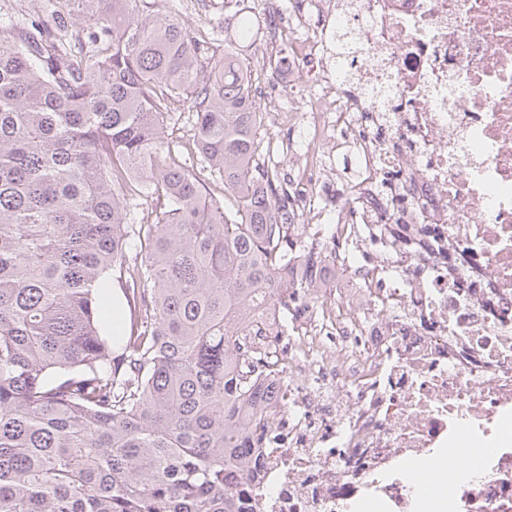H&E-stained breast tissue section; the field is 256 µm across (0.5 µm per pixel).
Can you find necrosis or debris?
Returning a JSON list of instances; mask_svg holds the SVG:
<instances>
[{
	"label": "necrosis or debris",
	"mask_w": 512,
	"mask_h": 512,
	"mask_svg": "<svg viewBox=\"0 0 512 512\" xmlns=\"http://www.w3.org/2000/svg\"><path fill=\"white\" fill-rule=\"evenodd\" d=\"M289 23L311 47L289 87H323L309 150L343 139L393 191L362 208L349 322L299 377L255 371L304 432L226 481L245 512H512V0H309Z\"/></svg>",
	"instance_id": "1"
}]
</instances>
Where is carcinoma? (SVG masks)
Returning <instances> with one entry per match:
<instances>
[{
    "instance_id": "carcinoma-1",
    "label": "carcinoma",
    "mask_w": 512,
    "mask_h": 512,
    "mask_svg": "<svg viewBox=\"0 0 512 512\" xmlns=\"http://www.w3.org/2000/svg\"><path fill=\"white\" fill-rule=\"evenodd\" d=\"M100 2L77 52L64 16L0 28V512H238L226 471L269 429L252 310L317 297L326 256L289 248L240 56L205 70L157 3ZM183 105L224 205L165 136Z\"/></svg>"
}]
</instances>
